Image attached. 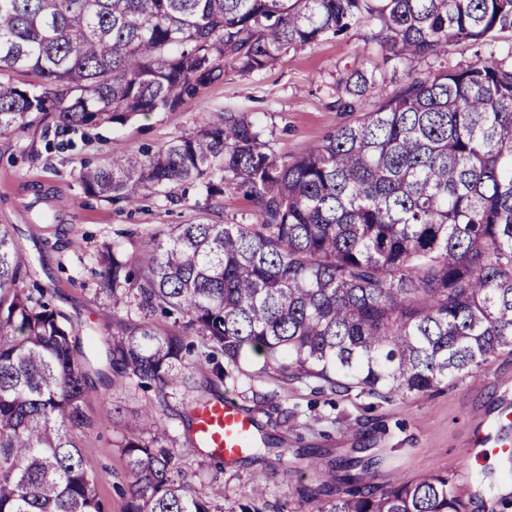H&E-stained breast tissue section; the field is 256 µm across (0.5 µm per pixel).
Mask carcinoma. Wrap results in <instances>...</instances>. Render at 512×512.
Listing matches in <instances>:
<instances>
[{
  "mask_svg": "<svg viewBox=\"0 0 512 512\" xmlns=\"http://www.w3.org/2000/svg\"><path fill=\"white\" fill-rule=\"evenodd\" d=\"M361 19L407 64L462 39L512 30V0H0V131L36 113L45 136L123 124L175 108L229 67L260 72L289 48ZM343 106H379L291 160L246 116H220L154 153L115 149L80 173L83 191L129 201L200 180L228 186L254 224H176L132 260L99 255L102 292L124 315L88 338L27 288L28 270L0 225V512H102L85 467L83 404L97 386L155 397L124 420L130 476L121 512H224L187 480L168 433L169 397L224 384V365L262 358L284 381L387 398L425 392L512 350V69L479 62L408 76L388 93L356 70ZM340 458L313 469V512H468L448 475L372 486ZM268 477L240 512H267Z\"/></svg>",
  "mask_w": 512,
  "mask_h": 512,
  "instance_id": "carcinoma-1",
  "label": "carcinoma"
}]
</instances>
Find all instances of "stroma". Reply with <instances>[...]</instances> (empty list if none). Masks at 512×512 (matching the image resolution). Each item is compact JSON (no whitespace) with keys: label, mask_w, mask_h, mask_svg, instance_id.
I'll return each mask as SVG.
<instances>
[{"label":"stroma","mask_w":512,"mask_h":512,"mask_svg":"<svg viewBox=\"0 0 512 512\" xmlns=\"http://www.w3.org/2000/svg\"><path fill=\"white\" fill-rule=\"evenodd\" d=\"M372 21L344 33L289 49L261 72L241 75L226 70L222 79L183 97L175 109L131 118L125 124L103 123L74 134L73 147L46 149L38 115L0 132V225H8L32 281L57 291L55 305L81 336L104 333L113 307L99 291L95 272L104 246L132 252L134 242L163 233L174 224H191L208 214L217 224H252L256 210L249 200L225 188L219 205H211L199 183L173 185L170 196L150 194L117 203L84 194L83 168L101 164L116 146L154 152L224 114L248 115L270 151L289 160L323 142L338 127L355 123L375 109L370 98L352 111L340 108L342 82L353 70L375 71L395 90L407 73L461 69L477 62H497L512 50V31L492 41L450 43L445 55L405 65L372 42ZM253 357L227 370L220 396L232 398L261 424L255 451L237 463L216 469L193 448L180 449V465L200 475L225 512H235L254 478L269 475L268 496L281 512H311L300 496L315 482L307 460L296 450L317 452L324 460H362L365 482L386 485L411 482L429 471L448 474L471 512L478 501H492L497 512H512V455L492 449L470 450L486 423L512 412V352L491 357L481 370L445 382L424 393L386 400L362 394L317 391L315 381L283 383L275 373L254 376ZM149 396L132 389L98 387L84 409L91 426L81 437L85 465L97 481L107 512H121L120 488L126 487L125 459L118 446V412L147 405Z\"/></svg>","instance_id":"35a3bbf8"}]
</instances>
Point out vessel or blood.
<instances>
[{
  "mask_svg": "<svg viewBox=\"0 0 512 512\" xmlns=\"http://www.w3.org/2000/svg\"><path fill=\"white\" fill-rule=\"evenodd\" d=\"M196 427L217 457L224 459L241 455L257 429L255 420L229 400L216 401L201 409Z\"/></svg>",
  "mask_w": 512,
  "mask_h": 512,
  "instance_id": "b4317fda",
  "label": "vessel or blood"
}]
</instances>
